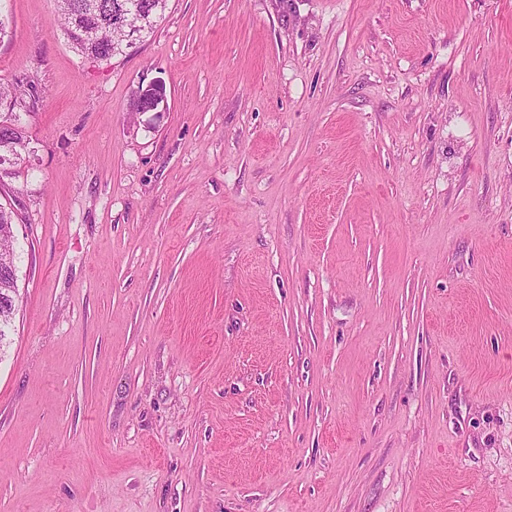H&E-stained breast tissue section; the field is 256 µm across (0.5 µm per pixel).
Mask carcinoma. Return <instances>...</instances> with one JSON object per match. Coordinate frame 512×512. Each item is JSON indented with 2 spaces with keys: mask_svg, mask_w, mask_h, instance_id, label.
<instances>
[{
  "mask_svg": "<svg viewBox=\"0 0 512 512\" xmlns=\"http://www.w3.org/2000/svg\"><path fill=\"white\" fill-rule=\"evenodd\" d=\"M58 18L68 41L82 55L112 43L119 33L112 31L109 13L120 10L124 5L138 3L148 7L156 0H57ZM18 102V90L12 84H0V154H12L19 144L27 141L21 113L4 102ZM14 224L13 212L0 206V329L10 336L13 316L16 310L17 284L13 268L17 267L18 256L10 228Z\"/></svg>",
  "mask_w": 512,
  "mask_h": 512,
  "instance_id": "1",
  "label": "carcinoma"
}]
</instances>
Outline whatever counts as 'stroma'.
<instances>
[{
  "mask_svg": "<svg viewBox=\"0 0 512 512\" xmlns=\"http://www.w3.org/2000/svg\"><path fill=\"white\" fill-rule=\"evenodd\" d=\"M6 11L0 512H512V0ZM158 0H57L58 2V20L63 27L68 41L82 56H88L94 63L101 62L102 56H89L91 51L97 52L101 47L104 48L107 44H112V41L117 40L120 33L112 31L111 24L117 27H125L129 29L128 16L135 15L140 18L142 25L137 29L135 35L139 36L136 40L142 38L143 32L152 31L155 26L154 23L160 19L166 9L167 0L160 8L153 11L151 17L150 10H135L122 12L119 16L115 17L112 14V21L109 18V13H114L120 10L124 5L139 3L141 7H149L151 2ZM99 5L98 11L82 10L81 4H96ZM151 17V20H150ZM150 22L148 23V21ZM148 24V25H146ZM146 25V26H144ZM7 100H12L13 107H3ZM18 102V90L12 84H0V154H12L19 144L27 142L21 113L14 112ZM3 111V112H2ZM14 224L13 212L0 206V247L3 250L0 267V336H10L13 316L16 310L17 284L13 277V269L17 270L18 256L14 249V239L10 228ZM5 333H1V328ZM7 337L0 345L5 343Z\"/></svg>",
  "mask_w": 512,
  "mask_h": 512,
  "instance_id": "35a3bbf8",
  "label": "stroma"
}]
</instances>
